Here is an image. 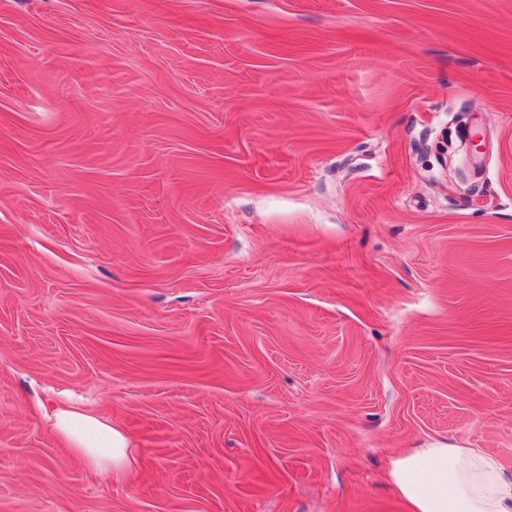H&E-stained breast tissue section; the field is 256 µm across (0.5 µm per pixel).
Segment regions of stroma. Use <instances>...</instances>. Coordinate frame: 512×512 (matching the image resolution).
I'll use <instances>...</instances> for the list:
<instances>
[{"mask_svg": "<svg viewBox=\"0 0 512 512\" xmlns=\"http://www.w3.org/2000/svg\"><path fill=\"white\" fill-rule=\"evenodd\" d=\"M435 440L512 472V0H0V512H404ZM54 426L90 468L116 475L127 469L129 442L120 429L74 407L55 411Z\"/></svg>", "mask_w": 512, "mask_h": 512, "instance_id": "35a3bbf8", "label": "stroma"}]
</instances>
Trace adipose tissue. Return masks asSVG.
I'll return each instance as SVG.
<instances>
[{
	"label": "adipose tissue",
	"mask_w": 512,
	"mask_h": 512,
	"mask_svg": "<svg viewBox=\"0 0 512 512\" xmlns=\"http://www.w3.org/2000/svg\"><path fill=\"white\" fill-rule=\"evenodd\" d=\"M54 426L90 468L127 469L129 442L120 429L74 407L55 411ZM386 480L407 512H512V472L481 448L438 440L399 452Z\"/></svg>",
	"instance_id": "ef3b65f1"
}]
</instances>
